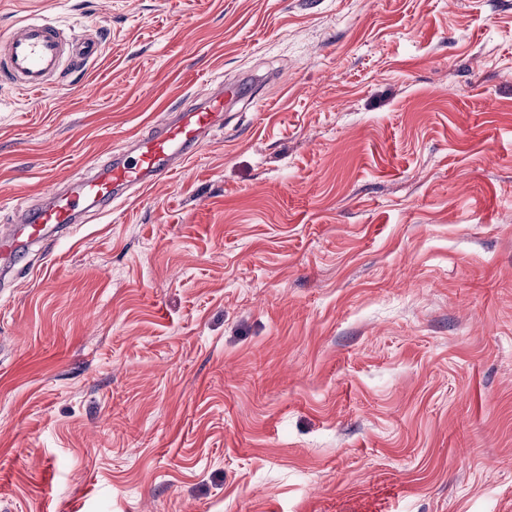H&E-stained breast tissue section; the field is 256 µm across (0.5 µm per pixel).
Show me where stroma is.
Returning <instances> with one entry per match:
<instances>
[{
	"label": "stroma",
	"instance_id": "stroma-1",
	"mask_svg": "<svg viewBox=\"0 0 512 512\" xmlns=\"http://www.w3.org/2000/svg\"><path fill=\"white\" fill-rule=\"evenodd\" d=\"M0 225L251 82L0 271V512H512V0H0ZM0 39V79L38 94L53 91L58 74L83 67L100 48L96 37L67 40L57 26L42 18L23 20Z\"/></svg>",
	"mask_w": 512,
	"mask_h": 512
}]
</instances>
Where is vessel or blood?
Instances as JSON below:
<instances>
[{"label": "vessel or blood", "instance_id": "b4317fda", "mask_svg": "<svg viewBox=\"0 0 512 512\" xmlns=\"http://www.w3.org/2000/svg\"><path fill=\"white\" fill-rule=\"evenodd\" d=\"M98 39L67 40L59 28L42 18H29L0 36V80L28 93L54 90L58 74L75 70L99 53ZM245 93L244 88L219 84L204 97H185L177 113L135 139L133 161L97 166L74 188L46 190L47 203H27L14 210L15 232L0 233V265L10 266L45 236L79 223L83 204L108 207L120 192L158 183L188 160L220 122L224 103Z\"/></svg>", "mask_w": 512, "mask_h": 512}]
</instances>
